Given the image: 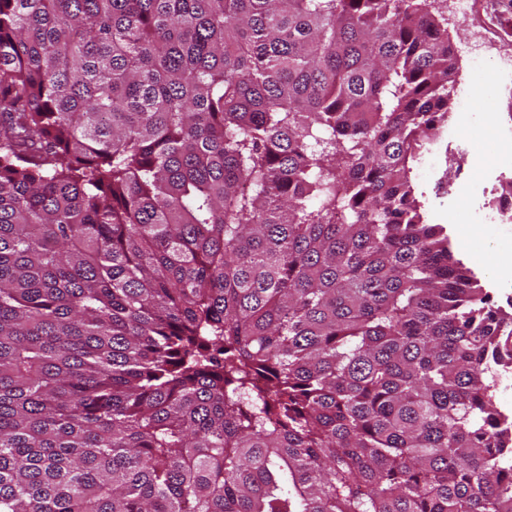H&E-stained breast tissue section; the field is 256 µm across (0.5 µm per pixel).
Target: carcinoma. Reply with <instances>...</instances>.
<instances>
[{
	"label": "carcinoma",
	"instance_id": "1",
	"mask_svg": "<svg viewBox=\"0 0 512 512\" xmlns=\"http://www.w3.org/2000/svg\"><path fill=\"white\" fill-rule=\"evenodd\" d=\"M458 72L439 0H0V512H512Z\"/></svg>",
	"mask_w": 512,
	"mask_h": 512
}]
</instances>
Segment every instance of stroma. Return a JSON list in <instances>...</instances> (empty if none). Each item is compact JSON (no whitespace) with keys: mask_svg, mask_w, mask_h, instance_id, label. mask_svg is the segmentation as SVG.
Masks as SVG:
<instances>
[{"mask_svg":"<svg viewBox=\"0 0 512 512\" xmlns=\"http://www.w3.org/2000/svg\"><path fill=\"white\" fill-rule=\"evenodd\" d=\"M495 0H468L464 18L449 17L448 32L455 45H463L478 35L485 42L512 49V34H505L494 12ZM468 109L452 106L446 128L418 163L411 179L421 204L424 220L449 228L459 227L460 239L449 247L479 279L494 304L512 302V264L488 265V257L498 246L484 238L483 187L512 183V83L502 79L471 93ZM470 143L472 152L464 169L448 163V138Z\"/></svg>","mask_w":512,"mask_h":512,"instance_id":"obj_1","label":"stroma"}]
</instances>
